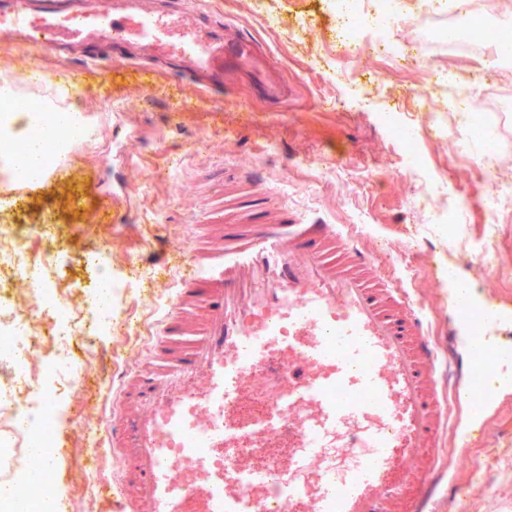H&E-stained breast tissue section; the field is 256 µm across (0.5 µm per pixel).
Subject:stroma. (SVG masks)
I'll return each mask as SVG.
<instances>
[{
    "label": "stroma",
    "mask_w": 512,
    "mask_h": 512,
    "mask_svg": "<svg viewBox=\"0 0 512 512\" xmlns=\"http://www.w3.org/2000/svg\"><path fill=\"white\" fill-rule=\"evenodd\" d=\"M215 20L255 39L288 85L277 104L256 98L248 84L233 79L221 97L180 107L174 60L112 63L81 82V101L69 109L101 111L98 142L63 161L57 173L34 189L0 184V224L20 228L43 224L48 233L31 237V251L65 255L50 277L68 289L78 310L90 305L96 273L83 256L92 248L85 220L100 218L115 257L147 255L169 244L171 273L157 278L134 264L125 272L134 282L120 306L111 335L76 337L75 361L107 375L142 365L159 331L160 306L170 301L174 276L184 255L201 243L208 209L223 204L228 224H252L276 200L301 222L337 225L368 248L378 272L402 283L422 309L440 347L453 351L458 369H467L468 321L459 310L449 278L473 287L478 306L501 308L486 338L502 357L494 372L499 383L471 421L467 401L449 400L440 481L427 512H448L455 487H463L469 512H512V198L498 207L495 251L499 267L481 264L473 253L482 240L486 197L474 155L437 140L426 112L412 92L429 85L424 67L390 72L386 61L365 53L336 54V16L328 0H199ZM104 42L59 54L50 47L0 39V78L19 73L41 83L40 104L67 88L84 57L103 54ZM123 103L112 111V103ZM385 112L412 123L433 182L453 186L465 204L462 221L471 249L432 234L423 199L433 182L408 172L402 147L381 121ZM262 170L267 199L238 202L240 176ZM111 192L112 209L99 207ZM53 496L59 512H99V501L84 495L79 475L95 469L100 480L119 471L116 458L92 464L81 430L63 429Z\"/></svg>",
    "instance_id": "1"
}]
</instances>
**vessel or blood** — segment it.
I'll list each match as a JSON object with an SVG mask.
<instances>
[{"label":"vessel or blood","mask_w":512,"mask_h":512,"mask_svg":"<svg viewBox=\"0 0 512 512\" xmlns=\"http://www.w3.org/2000/svg\"><path fill=\"white\" fill-rule=\"evenodd\" d=\"M0 33L33 46L108 39L95 69L169 57L195 90L230 74L256 96L279 97L272 64L240 30L207 13L146 8L144 0H12ZM218 243L188 253L175 306L155 336L153 365L112 377L103 443L120 479L93 490L119 512H425L448 425L439 351L415 303L380 287L369 250L335 225L280 211L228 224ZM268 398L264 419L245 396ZM287 439L278 470L239 455L241 440Z\"/></svg>","instance_id":"obj_1"}]
</instances>
